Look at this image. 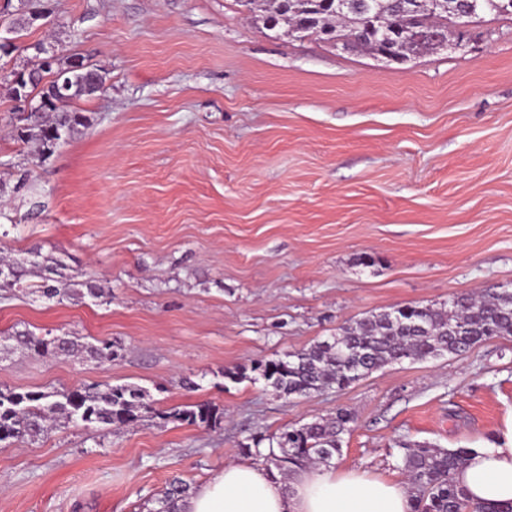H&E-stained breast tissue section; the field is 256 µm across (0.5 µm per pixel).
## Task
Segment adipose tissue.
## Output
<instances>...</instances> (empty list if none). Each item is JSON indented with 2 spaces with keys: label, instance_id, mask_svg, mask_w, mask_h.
<instances>
[{
  "label": "adipose tissue",
  "instance_id": "1",
  "mask_svg": "<svg viewBox=\"0 0 512 512\" xmlns=\"http://www.w3.org/2000/svg\"><path fill=\"white\" fill-rule=\"evenodd\" d=\"M455 481L481 512L511 505L512 432L475 449ZM182 512H411V497L407 484L356 469L310 467L284 481L261 465L238 462L198 486Z\"/></svg>",
  "mask_w": 512,
  "mask_h": 512
}]
</instances>
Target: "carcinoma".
Masks as SVG:
<instances>
[{
  "instance_id": "obj_1",
  "label": "carcinoma",
  "mask_w": 512,
  "mask_h": 512,
  "mask_svg": "<svg viewBox=\"0 0 512 512\" xmlns=\"http://www.w3.org/2000/svg\"><path fill=\"white\" fill-rule=\"evenodd\" d=\"M249 0L246 9L275 27L282 23L305 36H315L350 50L373 54L382 47V35L391 39L397 61L434 50L424 41L431 33L449 34L454 16L469 8V0ZM34 50L39 63L33 68L10 71L12 95L24 92L36 109L16 116V140L34 144L38 154L50 151L89 118L71 108L83 98H93L106 85L100 70L83 63L47 66L44 44L38 42L14 50ZM65 72V99L53 93L56 72ZM63 264L42 255L39 248L23 259L0 258V289L19 286L37 273L39 284L32 292L64 301L71 295V281L61 272ZM512 337V290L492 291L479 298L456 295L448 303L400 305L370 313L348 325L329 340L318 341L275 360L258 359L251 372L278 395L307 397L327 389H343L387 365L444 355L459 356L494 337ZM21 351L38 356L83 353L98 363H112L124 349L108 340L81 341L78 336L45 338L28 330L15 331L0 343V352ZM155 413L154 400L133 384H88L76 390L15 391L0 389V443L37 438L70 425L86 428H120ZM189 425H215L224 413L208 402L174 408L159 414ZM352 414L343 408L327 417L273 434H255L239 443V454L258 461L285 479L306 465L329 467L341 454L342 435L350 429ZM474 452L472 448H440L426 443L399 445L397 465L407 473L415 492L411 512H470V504L455 483L454 473ZM190 484L174 478L155 499L148 512H179L178 502L189 496Z\"/></svg>"
}]
</instances>
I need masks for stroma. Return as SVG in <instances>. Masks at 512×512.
I'll return each instance as SVG.
<instances>
[{
    "instance_id": "stroma-1",
    "label": "stroma",
    "mask_w": 512,
    "mask_h": 512,
    "mask_svg": "<svg viewBox=\"0 0 512 512\" xmlns=\"http://www.w3.org/2000/svg\"><path fill=\"white\" fill-rule=\"evenodd\" d=\"M0 36L78 57L107 90L45 160L14 137L0 79V253L30 248L110 302L0 290V332L109 339L122 360L0 356V389L131 383L160 409L207 401L206 428L73 426L0 447V512H147L238 444L344 408L338 471L404 479L399 440L484 448L512 427V338L396 363L343 390L285 398L247 368L369 312L512 289V17L467 51L387 65L244 15L238 0H48ZM24 189H17L19 178ZM197 390L183 387L184 379Z\"/></svg>"
}]
</instances>
